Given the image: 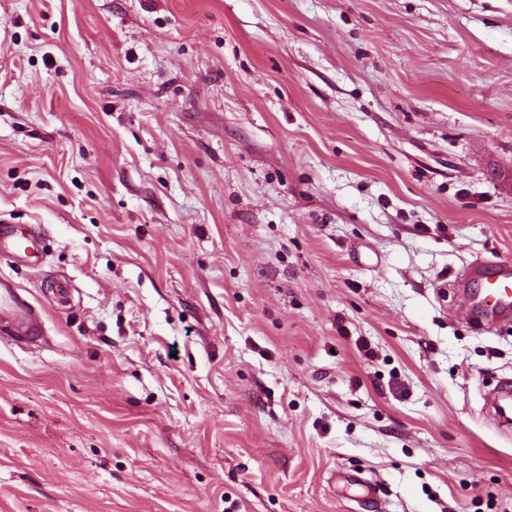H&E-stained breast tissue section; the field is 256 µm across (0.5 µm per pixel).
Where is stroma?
Masks as SVG:
<instances>
[{"label": "stroma", "mask_w": 512, "mask_h": 512, "mask_svg": "<svg viewBox=\"0 0 512 512\" xmlns=\"http://www.w3.org/2000/svg\"><path fill=\"white\" fill-rule=\"evenodd\" d=\"M0 512H512V0H0ZM41 239L29 228L14 224L0 225V254L13 255L17 258H38ZM470 278L477 289L475 306L489 320L512 318V269L510 262L479 264L471 268ZM0 330L16 343H32L43 334L41 313L5 276H0ZM490 406L494 410V416L500 423L510 425L512 420V379L503 382L490 398ZM335 483L342 487L359 486L363 493L360 495L363 499L362 505L366 511H375L379 503V487L376 479H365L357 472L341 471L332 475Z\"/></svg>", "instance_id": "stroma-1"}]
</instances>
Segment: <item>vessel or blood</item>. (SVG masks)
<instances>
[{
	"mask_svg": "<svg viewBox=\"0 0 512 512\" xmlns=\"http://www.w3.org/2000/svg\"><path fill=\"white\" fill-rule=\"evenodd\" d=\"M40 248V237L30 229L0 225V254L31 259L38 256ZM469 275L477 289L475 305L482 315L493 321L512 318V265L480 264L472 267ZM0 330L16 343L35 342L43 333L39 310L5 276H0ZM490 406L499 422H512V379L501 384L491 397ZM333 479L343 487H360L366 512H375L380 492L377 480L346 471L335 473Z\"/></svg>",
	"mask_w": 512,
	"mask_h": 512,
	"instance_id": "vessel-or-blood-1",
	"label": "vessel or blood"
}]
</instances>
